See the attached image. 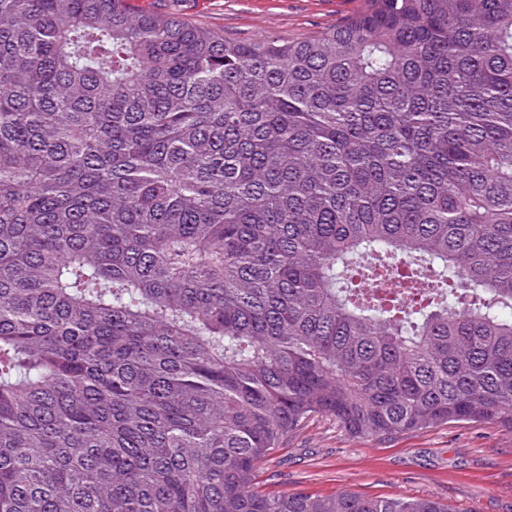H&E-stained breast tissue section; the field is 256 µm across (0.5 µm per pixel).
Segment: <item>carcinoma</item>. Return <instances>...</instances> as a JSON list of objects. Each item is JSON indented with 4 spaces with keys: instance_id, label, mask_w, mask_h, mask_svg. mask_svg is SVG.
<instances>
[{
    "instance_id": "cac0c4a2",
    "label": "carcinoma",
    "mask_w": 512,
    "mask_h": 512,
    "mask_svg": "<svg viewBox=\"0 0 512 512\" xmlns=\"http://www.w3.org/2000/svg\"><path fill=\"white\" fill-rule=\"evenodd\" d=\"M314 414L512 429V0H0V512H448L256 491ZM141 9L171 14L224 38L299 41L335 27L362 0H132Z\"/></svg>"
}]
</instances>
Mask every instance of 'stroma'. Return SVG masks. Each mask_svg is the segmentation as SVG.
<instances>
[{"label":"stroma","instance_id":"35a3bbf8","mask_svg":"<svg viewBox=\"0 0 512 512\" xmlns=\"http://www.w3.org/2000/svg\"><path fill=\"white\" fill-rule=\"evenodd\" d=\"M224 38L299 41L335 27L362 0H133ZM258 488L367 497L430 496L450 512H512V430L452 422L389 437H354L315 415L272 451Z\"/></svg>","mask_w":512,"mask_h":512}]
</instances>
